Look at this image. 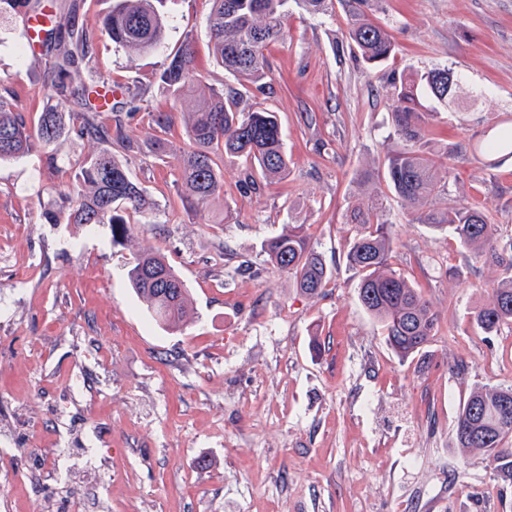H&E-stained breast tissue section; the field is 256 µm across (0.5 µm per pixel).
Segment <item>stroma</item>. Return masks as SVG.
Segmentation results:
<instances>
[{
    "instance_id": "stroma-1",
    "label": "stroma",
    "mask_w": 512,
    "mask_h": 512,
    "mask_svg": "<svg viewBox=\"0 0 512 512\" xmlns=\"http://www.w3.org/2000/svg\"><path fill=\"white\" fill-rule=\"evenodd\" d=\"M111 4L28 2L77 13L95 32L86 73L111 86L126 136L145 143L127 162L156 207L126 212L121 244L106 224L45 223L44 207L96 148L74 133L0 162V512H512V483L455 446L470 390L512 385V324L485 336L471 320L512 260V161L491 168L474 150L512 120V0H375L370 16L397 45L376 68L346 41L342 8L289 5L265 86H240L247 107L276 113L288 175L247 195L244 163L219 159L224 192L197 213L180 205L175 161L149 143L187 144L192 101L173 100L159 79L185 38L201 92L235 84L210 51L211 4L159 0L165 47L144 53L99 35ZM20 13L0 0V94L32 124L55 54L42 48L18 63ZM443 66L486 97L426 128V152L459 153L435 205L463 194L489 213L504 246L495 258L412 222L381 174L397 146L394 77ZM172 106L173 124L158 129L153 112ZM374 196L391 226L393 268L438 316L424 356L404 362L361 307L345 260L357 233L347 208ZM290 225L326 260L320 294L266 261L264 240ZM146 250L161 251L190 292L181 329L155 324L129 284Z\"/></svg>"
}]
</instances>
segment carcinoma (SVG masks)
<instances>
[{
    "label": "carcinoma",
    "instance_id": "cac0c4a2",
    "mask_svg": "<svg viewBox=\"0 0 512 512\" xmlns=\"http://www.w3.org/2000/svg\"><path fill=\"white\" fill-rule=\"evenodd\" d=\"M211 2L207 27L216 61L239 80L259 83L268 78L266 51L283 38L288 0ZM341 3L348 7L350 17L348 39L365 63L378 65L395 55L396 44L389 30L364 14L367 0ZM298 4L313 14H326L334 6L333 0H298ZM101 31L133 52H150L162 48L165 23L153 0H115L101 20ZM44 34L59 50L50 71V85L82 107V122L75 131L99 148L79 164L71 189L60 194L59 203L44 209L42 218L48 224H108L112 242L121 244L129 237L130 228L119 209L148 214L154 203L131 176L127 162L112 154V142L133 154L139 153L141 146L124 134L121 123L111 126L102 120V114L114 106L79 67L92 55L94 41L76 17L50 23ZM194 59L188 38L167 58L160 73V81L176 100L198 80ZM466 86V78L449 67L412 70L394 81L389 108L400 145L387 156L383 176L401 204L413 210L417 223L450 232L466 250L494 255L496 227L484 210L463 197L448 200L445 208L434 207L433 200L447 191L452 167L427 155L421 147L430 120L442 110L466 103ZM241 104L242 98L235 91L212 90L194 111L186 113L188 147L169 148L155 141L158 150L171 152L176 161L179 200L185 211L193 212L224 192V174L214 159L219 149L224 156L242 159L250 166L242 185L245 193H258L286 174L288 155L275 113L246 110ZM71 131L60 102L47 101L33 132L18 106L0 95V161L22 158L36 143L47 147ZM477 147L491 165L512 158V125L491 129ZM349 223L360 227L346 254L349 267L360 273V304L382 325L386 344L398 358L419 354L435 336L438 317L418 288L392 268L382 206L377 202L355 205ZM263 252L267 261L288 274L302 292L316 295L326 286V263L300 228L290 226L267 238ZM128 277L156 323L171 330L183 325L189 291L164 255H138ZM473 321L488 336L512 323V263L506 276L491 288L490 301L473 312ZM455 445L464 455H480L492 462L502 479L512 481V385L472 388L456 421Z\"/></svg>",
    "mask_w": 512,
    "mask_h": 512
}]
</instances>
